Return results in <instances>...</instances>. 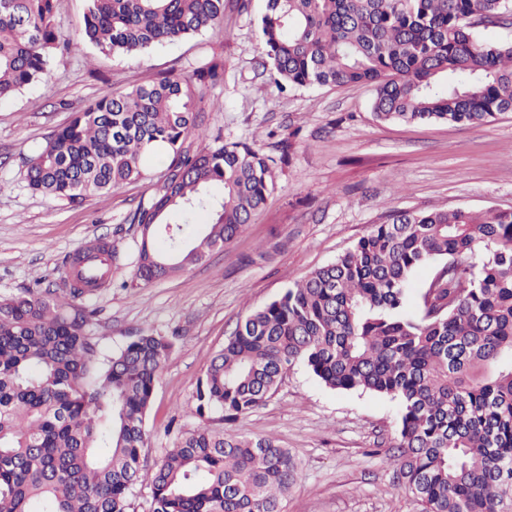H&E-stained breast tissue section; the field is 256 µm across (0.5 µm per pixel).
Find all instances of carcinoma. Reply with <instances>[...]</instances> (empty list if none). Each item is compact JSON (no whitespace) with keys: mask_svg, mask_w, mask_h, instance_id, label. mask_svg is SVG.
<instances>
[{"mask_svg":"<svg viewBox=\"0 0 512 512\" xmlns=\"http://www.w3.org/2000/svg\"><path fill=\"white\" fill-rule=\"evenodd\" d=\"M252 0H87L81 42L53 24L54 0H0V101L41 80L59 48L139 56L224 22ZM512 0H264L258 30L280 87L369 84L382 121L484 124L512 112ZM224 64L160 73L71 115L22 159L26 187L77 206L167 167L130 223L141 237L132 287L202 262L243 233L274 190V158L221 134L191 150L205 90ZM85 255L62 287L0 299V512H283L295 479L288 449L217 427L184 433L159 463L142 457L159 372L175 344L138 332L106 352L76 304L105 284ZM484 255L478 268L469 262ZM436 262L422 313L397 315L413 270ZM389 396L401 414L387 457L418 512H512V210L395 211L352 249L238 323L196 391L225 420L264 405L284 373Z\"/></svg>","mask_w":512,"mask_h":512,"instance_id":"obj_1","label":"carcinoma"}]
</instances>
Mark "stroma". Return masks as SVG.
I'll return each instance as SVG.
<instances>
[{
  "mask_svg": "<svg viewBox=\"0 0 512 512\" xmlns=\"http://www.w3.org/2000/svg\"><path fill=\"white\" fill-rule=\"evenodd\" d=\"M261 7L253 0L250 12H225L221 26L140 57L80 46L0 102V298L58 288L67 259L91 242L110 243L117 253L112 280L86 300L93 336L108 350L139 331L176 339L147 413L148 463L182 431L220 425L288 448L298 467L285 512H414L385 462L398 428L396 401L329 389L297 365L265 405L224 425L218 414H198L197 383L238 322L393 211L512 210V113L482 125L380 122L368 85L280 90L262 74ZM215 58L224 62V79L206 97L224 109L210 113V132L275 157L291 140L290 159L277 168L265 209L230 245L182 273L131 287L141 237L126 218L151 199L163 163L149 161L150 180L72 207L30 191L21 158L101 96L172 68L189 74Z\"/></svg>",
  "mask_w": 512,
  "mask_h": 512,
  "instance_id": "stroma-1",
  "label": "stroma"
}]
</instances>
